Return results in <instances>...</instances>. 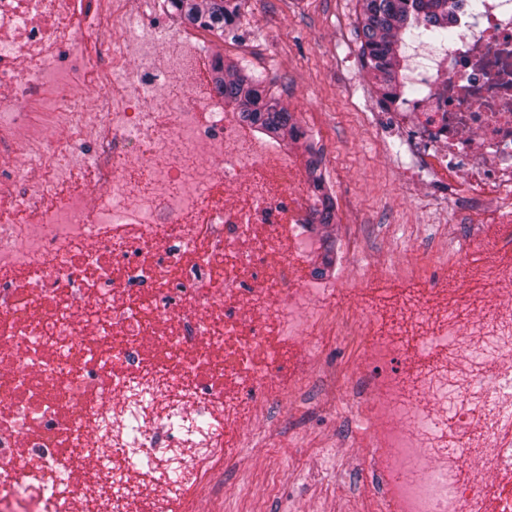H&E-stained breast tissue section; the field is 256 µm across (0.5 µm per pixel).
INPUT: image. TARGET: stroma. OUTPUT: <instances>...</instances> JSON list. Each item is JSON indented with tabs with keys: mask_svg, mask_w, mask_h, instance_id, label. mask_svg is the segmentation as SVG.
<instances>
[{
	"mask_svg": "<svg viewBox=\"0 0 512 512\" xmlns=\"http://www.w3.org/2000/svg\"><path fill=\"white\" fill-rule=\"evenodd\" d=\"M358 0H241L231 33L211 35L205 52L258 80L292 112L319 150L336 221L310 225L303 279L367 290L397 328L402 290L426 291L447 276L445 260L479 263L497 247L487 224H462L447 198L426 184L407 186L394 145L377 138L366 114L381 95L362 57ZM308 141V142H309ZM356 237L359 249L323 264V242ZM256 414L221 476L237 495L215 500L195 493L198 512H360L374 478L350 451L356 415L348 392L278 400L263 387L242 392ZM280 489L264 495L270 472Z\"/></svg>",
	"mask_w": 512,
	"mask_h": 512,
	"instance_id": "stroma-1",
	"label": "stroma"
}]
</instances>
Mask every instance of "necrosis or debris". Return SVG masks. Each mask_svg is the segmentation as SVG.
<instances>
[{"instance_id":"necrosis-or-debris-1","label":"necrosis or debris","mask_w":512,"mask_h":512,"mask_svg":"<svg viewBox=\"0 0 512 512\" xmlns=\"http://www.w3.org/2000/svg\"><path fill=\"white\" fill-rule=\"evenodd\" d=\"M147 14L146 0H0V512H192L240 429L241 392L261 380L292 398L311 372L359 408L352 442L378 482L368 512H512V308L461 330L444 303L474 289H436L442 367L407 384L394 338L296 281L288 242L309 195L290 157L244 139L203 81L204 30ZM448 20L454 44L407 55L425 95L380 98L370 120L405 146L408 180L512 242V0H460ZM260 265L264 283L247 286ZM313 325L357 340L363 368L317 370L305 350L275 373V334ZM411 389L435 407L455 393L468 446L448 455ZM127 442L114 495L96 461ZM136 456L182 465V488ZM459 458L470 480L449 479Z\"/></svg>"}]
</instances>
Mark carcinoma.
Segmentation results:
<instances>
[{"label": "carcinoma", "instance_id": "obj_1", "mask_svg": "<svg viewBox=\"0 0 512 512\" xmlns=\"http://www.w3.org/2000/svg\"><path fill=\"white\" fill-rule=\"evenodd\" d=\"M408 2L359 0L365 66L383 90L391 89L397 94L404 93L405 88L400 79L403 47L426 37L441 44L454 37V33L448 30V9L453 3L449 0H427L434 27L425 32L409 10ZM166 3L172 14L180 19L219 36L232 31L240 10V0H166ZM215 71L220 76L215 78L214 85L224 95V104L233 107L240 120L252 131L270 133L295 143L305 136L302 128L292 122L290 112L280 106L261 83L242 75L234 67L225 69L218 64ZM318 170L317 160H309L308 184L321 202V207L312 209V219L329 225L333 219V203L329 196L323 194V176Z\"/></svg>", "mask_w": 512, "mask_h": 512}]
</instances>
